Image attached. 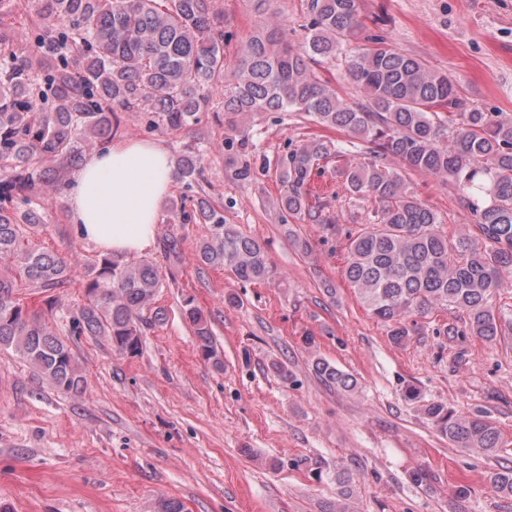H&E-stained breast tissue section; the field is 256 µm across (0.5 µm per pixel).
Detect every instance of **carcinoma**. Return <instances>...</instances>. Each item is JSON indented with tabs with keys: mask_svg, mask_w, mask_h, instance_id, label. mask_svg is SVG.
I'll list each match as a JSON object with an SVG mask.
<instances>
[{
	"mask_svg": "<svg viewBox=\"0 0 512 512\" xmlns=\"http://www.w3.org/2000/svg\"><path fill=\"white\" fill-rule=\"evenodd\" d=\"M214 0H36L41 18L59 25L39 36L36 53L0 56V349L15 351L57 388L86 391L72 348L45 315L22 303L20 290H45L70 280L79 257L65 259L30 242L40 216L30 196L47 182L45 162L72 164L80 150L112 141L117 111L152 109L167 129L189 130L201 112H222L231 126L254 112H301L311 121L346 131L368 145L365 161L344 169L346 191L376 204L370 224L346 231L345 277L365 310L403 345L421 333L419 321L439 311L454 322L436 335L474 336L497 344L512 319L495 296L512 270V116L468 108L455 85L422 60L394 51L380 39L353 46L361 26L360 0H308L309 37L300 49L280 41L266 26L253 37L224 84V13ZM341 59L366 102L351 105L312 64ZM330 155L321 140L288 155L279 205L296 220L313 214L306 187L314 166ZM448 180L461 194L474 223L450 234L438 213L408 191L390 162ZM199 150L181 155L174 175L194 178L203 164ZM194 217L210 225L196 247L199 262L226 268L243 283L270 272L263 245L224 223L203 204ZM84 303L71 317V335L105 336L117 350L137 353L144 317L163 288L147 260L120 266L109 257L84 264ZM205 361L224 367L206 317L188 300ZM326 384L350 391L352 375L330 362H314ZM423 418L449 442L492 454L500 434L485 418L461 414L445 402L424 401L414 389ZM495 490L512 495V468L491 476ZM355 474L336 470V500L324 512H350Z\"/></svg>",
	"mask_w": 512,
	"mask_h": 512,
	"instance_id": "obj_1",
	"label": "carcinoma"
}]
</instances>
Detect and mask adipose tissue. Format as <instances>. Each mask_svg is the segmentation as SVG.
Segmentation results:
<instances>
[{
	"instance_id": "ef3b65f1",
	"label": "adipose tissue",
	"mask_w": 512,
	"mask_h": 512,
	"mask_svg": "<svg viewBox=\"0 0 512 512\" xmlns=\"http://www.w3.org/2000/svg\"><path fill=\"white\" fill-rule=\"evenodd\" d=\"M173 184L172 163L158 141L117 138L86 156L69 188L70 221L106 253L151 249L160 204Z\"/></svg>"
}]
</instances>
